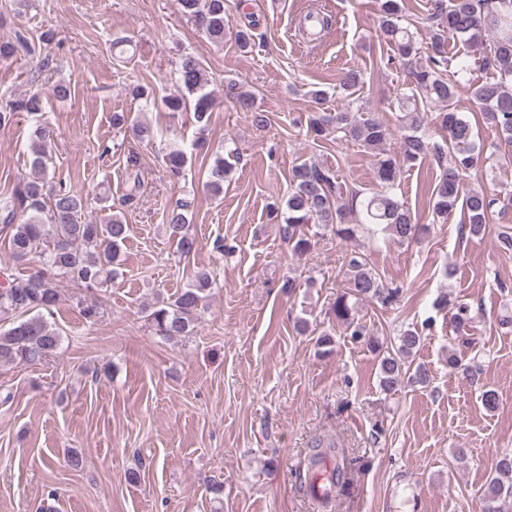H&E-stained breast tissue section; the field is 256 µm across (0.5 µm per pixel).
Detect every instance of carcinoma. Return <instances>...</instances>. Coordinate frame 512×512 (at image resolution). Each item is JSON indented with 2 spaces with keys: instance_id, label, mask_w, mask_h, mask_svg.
Instances as JSON below:
<instances>
[{
  "instance_id": "cac0c4a2",
  "label": "carcinoma",
  "mask_w": 512,
  "mask_h": 512,
  "mask_svg": "<svg viewBox=\"0 0 512 512\" xmlns=\"http://www.w3.org/2000/svg\"><path fill=\"white\" fill-rule=\"evenodd\" d=\"M181 12L192 19L206 38L224 42L228 19L224 0H178ZM380 38L395 51V58L407 73L411 94L399 100L401 137L398 153L382 151L392 136L391 129L378 117L370 115L357 120L349 110L336 113L316 112L308 117L307 127L315 138L325 139L336 134V140L354 141L367 150L379 153L377 177L380 188L358 200L342 202V185L329 168L303 162L292 168L290 189L282 212V239L294 253H305L312 246V237L305 231L313 224L329 229L340 241H354L364 231L381 232L396 243L412 240L428 230V225L415 221L408 207L397 195V176L401 168L413 167L429 154H434L441 171L431 192L432 213L445 220L457 207L466 214L468 233L478 236L485 231L489 214L496 204L500 211L512 207V194L504 199L492 197L481 190L462 194L465 174L476 166L473 129L470 123L454 112L452 104L463 88L458 71L450 70L448 39L462 40L469 52L479 56L482 66L499 75L468 89L483 119L495 128L504 140L512 142V0H430L428 20L435 23L425 46H420L409 28L402 25L400 0H381ZM492 32L491 40L484 35ZM35 50L26 37L0 43V58L34 56ZM178 81L193 97L197 121L209 118L212 98L205 91L207 80L204 67L194 55L184 54L176 62ZM224 97L243 109L252 111V122L264 128L269 118L254 111L251 95L235 82L224 86ZM438 104L442 111L434 121L447 132L453 148V160L444 162V148L431 143L423 133L419 105ZM44 100L37 90L19 101L0 104V128L11 123L15 115L24 112L36 117L43 112ZM131 126L134 139L152 143L158 130L146 122L128 124L123 112L112 114V126ZM50 130L37 124L31 134L29 150L34 166L44 170L47 155L44 144ZM188 163L184 149L167 154L171 177L179 178ZM231 171L230 163L218 156L207 171V189L214 195L224 191V181ZM87 198L60 180L52 184L28 181L13 195L0 200V228L9 232V248L14 260L24 263L35 260L37 268L18 279L13 273H0V322L10 320V326L0 325V366L15 362L45 361L61 348L62 334L52 321L60 301V283L67 281L84 291L80 314L94 324L100 318L96 294L107 281L117 277L114 263L120 245L128 233V225L113 215L101 224L81 221ZM191 202L179 200L168 210L166 230L175 244L176 253L189 256L197 250V240L189 232L187 213ZM21 222H16V219ZM211 280L205 271L195 275L191 287L182 290L175 299L161 301L145 310L154 335L164 341H174L194 333L200 308L206 299ZM400 288L382 283L378 272L370 265L367 255L352 251L346 255L344 289L337 294L333 314L337 323L351 331L380 354L379 385L388 395H394L405 384L410 370V357L419 349L422 336L418 329L408 328L398 336V345L383 349L378 337L355 317L359 301L371 298L383 306L400 301ZM439 304L452 307L451 322L455 339L468 342L472 322L469 306L451 303L448 297ZM334 443L316 442L308 458L307 482L312 494L327 499L330 493L348 482V471L339 465L327 468L328 454ZM512 499V453L497 458L491 468L483 512H505L504 503Z\"/></svg>"
}]
</instances>
